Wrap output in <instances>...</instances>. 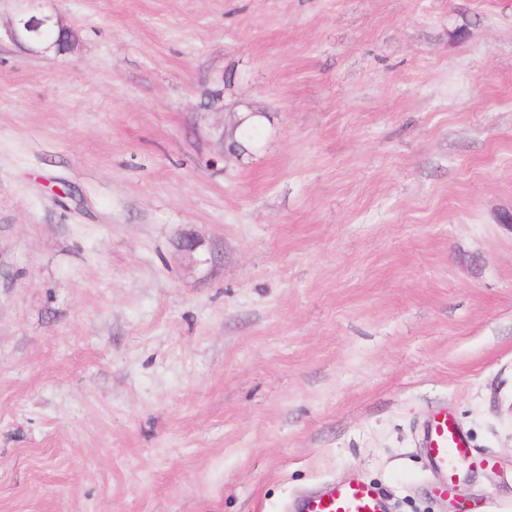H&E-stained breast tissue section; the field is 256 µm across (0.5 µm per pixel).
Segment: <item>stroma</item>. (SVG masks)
Listing matches in <instances>:
<instances>
[{
  "instance_id": "obj_1",
  "label": "stroma",
  "mask_w": 512,
  "mask_h": 512,
  "mask_svg": "<svg viewBox=\"0 0 512 512\" xmlns=\"http://www.w3.org/2000/svg\"><path fill=\"white\" fill-rule=\"evenodd\" d=\"M28 7L76 41L0 40V512H512V0ZM440 408L493 460L444 496ZM379 489L363 479L339 481L319 494L302 498L294 512H386Z\"/></svg>"
}]
</instances>
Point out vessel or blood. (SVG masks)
<instances>
[{"label": "vessel or blood", "mask_w": 512, "mask_h": 512, "mask_svg": "<svg viewBox=\"0 0 512 512\" xmlns=\"http://www.w3.org/2000/svg\"><path fill=\"white\" fill-rule=\"evenodd\" d=\"M421 446L430 464L447 477L439 491L447 494L457 478L477 464L459 423L447 411L434 413L421 433ZM379 489L363 479L339 481L319 494L298 501L295 512H386Z\"/></svg>", "instance_id": "b4317fda"}]
</instances>
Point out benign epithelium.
<instances>
[{"mask_svg": "<svg viewBox=\"0 0 512 512\" xmlns=\"http://www.w3.org/2000/svg\"><path fill=\"white\" fill-rule=\"evenodd\" d=\"M46 28L57 29L62 34L61 40L46 43L43 38V31ZM5 34L11 41L23 46L32 54H39L51 48L58 54L67 53L75 43L74 32L66 27L59 17L27 9H21L13 15L7 22Z\"/></svg>", "mask_w": 512, "mask_h": 512, "instance_id": "obj_1", "label": "benign epithelium"}]
</instances>
